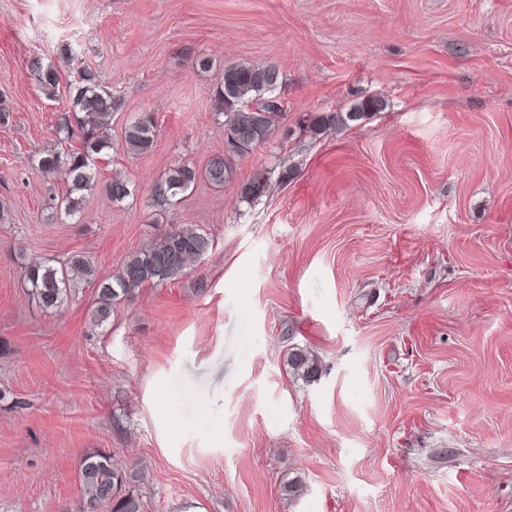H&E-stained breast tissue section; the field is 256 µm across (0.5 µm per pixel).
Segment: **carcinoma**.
<instances>
[{
	"mask_svg": "<svg viewBox=\"0 0 512 512\" xmlns=\"http://www.w3.org/2000/svg\"><path fill=\"white\" fill-rule=\"evenodd\" d=\"M30 69L46 95L57 92L60 81L53 66L35 57L30 61ZM280 83L281 74L274 65L233 63L224 66L223 78L210 96L212 109L224 115V151L209 158L201 168L184 164L165 171L152 189L157 206L172 205L175 197L201 180L217 188L233 181L236 163L269 142L279 131L284 109L275 106L272 100ZM69 98L71 109L58 122L57 134L67 140L77 138L79 146L64 152L46 151L38 156L37 164L46 176H64L68 190L58 208L71 217L81 212L84 193L93 189L97 182L96 159L112 148V114L121 109L122 100L100 85L87 69L79 70L78 78L69 85ZM384 108L380 99H361L346 112H324L311 117L308 129L315 136L321 135L367 120ZM122 138L127 150L134 154L151 150L156 141L153 116L139 115L124 127ZM268 182L267 171L255 172L239 185L241 198L259 199ZM105 193L112 202L120 203L132 195L130 182L115 176L106 183ZM211 246L207 234L178 225L125 258L118 271L104 280L96 279L90 262L77 254L59 267L32 262L25 269V277L34 298L45 311L59 308L68 292L78 284H97L91 323L100 328L108 322L118 302L131 298L145 285L159 286L178 279L190 263L202 258ZM289 365L295 375L312 382L322 371L319 358L305 349L292 350ZM78 477L83 498L76 512H99L104 502L108 512H145L143 496L136 491V485L142 480L141 471L114 461L112 454L100 450L85 453Z\"/></svg>",
	"mask_w": 512,
	"mask_h": 512,
	"instance_id": "carcinoma-1",
	"label": "carcinoma"
}]
</instances>
